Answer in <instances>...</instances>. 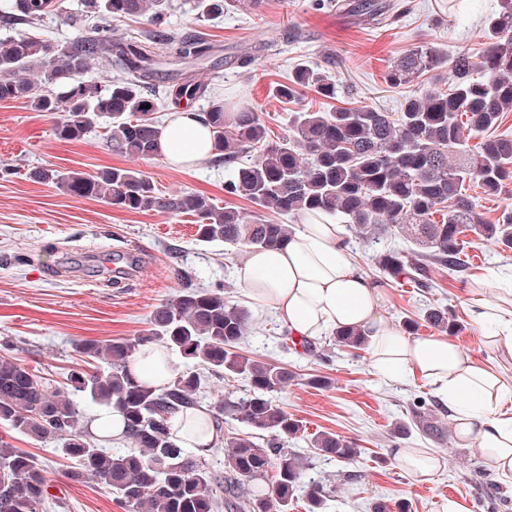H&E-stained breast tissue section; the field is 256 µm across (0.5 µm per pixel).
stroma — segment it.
I'll list each match as a JSON object with an SVG mask.
<instances>
[{"label":"stroma","instance_id":"35a3bbf8","mask_svg":"<svg viewBox=\"0 0 512 512\" xmlns=\"http://www.w3.org/2000/svg\"><path fill=\"white\" fill-rule=\"evenodd\" d=\"M385 21L370 25L339 5L338 0H257L213 20L194 13L172 12L179 31L203 32L214 46L220 68L198 65L193 78L209 85L225 100L243 99L258 112L271 140L288 131L294 107L330 110L335 106L371 105L399 111L406 97L420 94L433 80L448 84L449 68L413 82L391 87L388 67L407 50L427 45L445 59L461 50L479 53L486 41L485 22L499 0H383ZM297 33L283 42L284 33ZM251 54L245 68L229 58ZM299 63L322 70L335 80L334 99L304 91L297 105L270 94ZM102 127L82 140H58L53 122L15 101L0 102V343H9L15 357L39 369L46 378L62 380L80 361L75 344L81 339L107 341L136 336L147 328L153 310L187 285L227 286L234 301L247 298L235 277L237 248L195 239L188 215L131 212L102 201L80 198L32 179V171L51 167L96 173L109 167H133L149 175L161 194L201 193L217 205L231 204L272 222L277 213L224 193V163L206 160L193 168L174 170L162 159H134L112 151ZM467 268L448 273L430 266L431 288L399 285L373 264V247L350 242V255L384 288L383 312L395 323L418 318L427 305L450 309L464 329L455 341L467 355L512 379V360L498 357L472 325L466 301L477 280L512 289V250H501L467 234ZM129 250L135 269L115 273L111 259ZM253 326L241 344L251 358L288 366L295 379L278 400L298 419L305 436L289 440L288 448L307 457L313 477L330 478L335 489L330 512H369L376 500L406 504L407 512H443L448 499L467 512H512V482L492 472L476 446L437 444L412 432L391 437L417 401L436 407L449 418L437 389L418 379L387 381L373 369L368 352L336 348L329 338L314 341L311 351L287 344L281 322L270 312L251 311ZM327 378L314 386L310 377ZM327 431L358 450L350 463L313 455L307 436ZM15 448L45 465L52 496L43 512H123L114 495L93 479L73 483L63 476L68 466L52 442L6 432ZM430 448L443 459L431 482L418 484L395 462V448Z\"/></svg>","mask_w":512,"mask_h":512}]
</instances>
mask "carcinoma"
Wrapping results in <instances>:
<instances>
[{
	"mask_svg": "<svg viewBox=\"0 0 512 512\" xmlns=\"http://www.w3.org/2000/svg\"><path fill=\"white\" fill-rule=\"evenodd\" d=\"M185 2L204 18L220 16L242 0ZM172 7L173 0H84L82 13L72 15L62 12L56 0H0V22L32 27L58 13L62 23L75 30L64 43L29 33L1 39L0 101H21L47 114L63 141L81 140L104 120L112 149L151 159L158 155L161 130L156 116L160 83H165L163 95L177 108L184 100L205 99L202 118L227 167L228 196L290 217L328 213L365 243L398 235L416 249L388 245L376 253L375 264L394 280L418 288L432 287L431 262L450 272L462 271L463 237L469 231L512 249V207L486 223L465 189V184L476 182L484 194L498 196L512 180V135L493 134L504 113L512 112V0H500L499 11L488 18L487 42L480 54L461 51L452 58L448 90L435 83L405 99L397 112L371 106L298 110L288 118V133L271 143L251 108L226 106L205 84L160 76L157 50L179 63L204 60L212 50L201 35L170 27ZM351 7L368 23H383L384 6L378 0H352ZM121 18L141 19L147 29L117 38L112 20ZM104 63L120 75L103 87L97 74ZM442 63L434 49L412 48L385 78L401 85ZM306 89L336 98V84L309 66L296 68L288 81L274 87L273 95L290 104ZM471 139L480 140L475 152L468 149ZM31 177L127 211L192 215L201 242L270 249L292 234L289 224L248 218L205 195L166 197L141 170L111 167L88 175L40 168ZM421 321L450 336L461 330L449 310L435 306L403 326L410 332ZM250 326V311L223 289L186 287L154 310L142 334L76 343L87 368L69 370L66 382L58 386L9 354L5 343L0 346V425L53 441L58 453L72 461L64 477L73 482L96 479L115 495L124 512H289L295 492L303 486L308 512H327L323 482L308 475L305 457L284 448V442L298 434L300 422L274 394L288 387L294 373L240 352ZM333 341L348 350L368 348L366 336L355 328L336 331ZM156 344L187 364L182 370L166 362L172 378L160 388L127 370L129 358ZM204 370L241 377L249 390L242 396L212 397ZM79 394L121 413L125 447L100 448L77 429L79 408L72 396ZM206 400V411L220 434V445L211 450H224L222 471L180 447L168 424L172 416L200 408ZM228 418L251 432L224 434ZM413 429L437 443L448 438L441 418L421 401L410 407L407 419L394 424L391 436H406ZM310 444L314 454L340 463L357 454L353 445L330 432L315 434ZM271 471V487H249ZM49 488L39 459L0 438V512H42Z\"/></svg>",
	"mask_w": 512,
	"mask_h": 512,
	"instance_id": "1",
	"label": "carcinoma"
}]
</instances>
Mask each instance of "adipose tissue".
I'll return each instance as SVG.
<instances>
[{
  "mask_svg": "<svg viewBox=\"0 0 512 512\" xmlns=\"http://www.w3.org/2000/svg\"><path fill=\"white\" fill-rule=\"evenodd\" d=\"M158 154L178 170L214 157L211 134L197 112L169 116ZM235 274L246 298L272 312L289 335L313 340L343 327L361 328L370 340L374 370L388 379L419 377L435 386L454 416L456 442L476 445L485 465L512 481V418L499 412L512 383L447 337L410 336L384 317L380 284L350 257L342 225L322 214L306 216L284 246L242 248ZM468 310L479 327L497 324L487 342L511 360L512 292L495 293L487 283H475Z\"/></svg>",
  "mask_w": 512,
  "mask_h": 512,
  "instance_id": "obj_1",
  "label": "adipose tissue"
}]
</instances>
